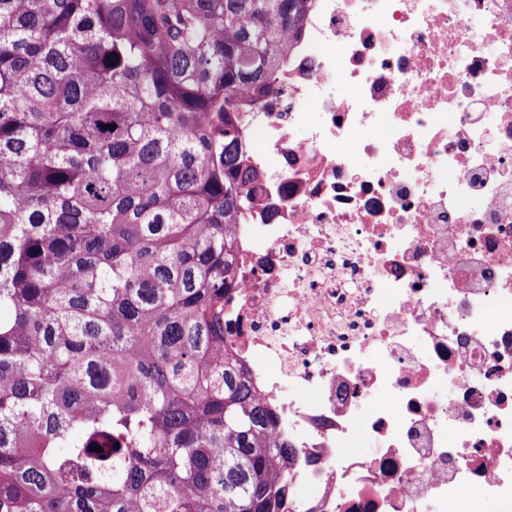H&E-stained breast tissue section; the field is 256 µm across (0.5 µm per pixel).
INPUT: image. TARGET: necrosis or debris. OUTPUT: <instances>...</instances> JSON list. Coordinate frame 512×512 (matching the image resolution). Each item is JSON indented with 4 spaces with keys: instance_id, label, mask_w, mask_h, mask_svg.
Returning a JSON list of instances; mask_svg holds the SVG:
<instances>
[{
    "instance_id": "4bbe7bcc",
    "label": "necrosis or debris",
    "mask_w": 512,
    "mask_h": 512,
    "mask_svg": "<svg viewBox=\"0 0 512 512\" xmlns=\"http://www.w3.org/2000/svg\"><path fill=\"white\" fill-rule=\"evenodd\" d=\"M238 118L224 345L296 450L287 512H512V0H314Z\"/></svg>"
}]
</instances>
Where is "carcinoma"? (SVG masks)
Here are the masks:
<instances>
[{
	"label": "carcinoma",
	"instance_id": "1",
	"mask_svg": "<svg viewBox=\"0 0 512 512\" xmlns=\"http://www.w3.org/2000/svg\"><path fill=\"white\" fill-rule=\"evenodd\" d=\"M311 5L0 0V512H284L224 296Z\"/></svg>",
	"mask_w": 512,
	"mask_h": 512
}]
</instances>
